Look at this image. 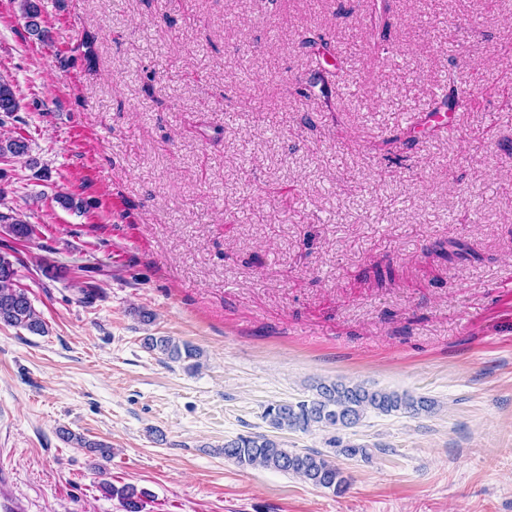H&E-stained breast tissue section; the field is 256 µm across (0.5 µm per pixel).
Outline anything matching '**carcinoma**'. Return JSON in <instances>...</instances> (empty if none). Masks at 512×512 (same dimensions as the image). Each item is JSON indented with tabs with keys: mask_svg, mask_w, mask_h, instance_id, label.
<instances>
[{
	"mask_svg": "<svg viewBox=\"0 0 512 512\" xmlns=\"http://www.w3.org/2000/svg\"><path fill=\"white\" fill-rule=\"evenodd\" d=\"M20 9L28 30L42 41L49 38L48 31L41 26V11L36 0H20ZM372 13L379 35L386 36L391 26L388 5L383 0H374ZM19 109L20 102L12 84L0 79V112L11 115ZM28 149L27 139L21 135L0 139L1 159L23 156ZM0 223L5 224L7 231L18 239H28L33 234L32 225L18 216L1 213ZM16 280L14 262L0 254V324L41 335L45 333V322L32 305L27 291L18 287ZM144 347L174 362L200 357L196 347L180 344L168 336H148L144 339ZM315 390L316 394L309 400L268 405L264 418L275 429L305 432L315 424L352 427L369 410L382 414L403 412L414 415L431 409V401L424 397L416 399L406 393L370 391L361 385L321 382L315 386ZM68 440L98 453L103 459L111 457L112 448L103 443L90 442L73 433L68 435ZM224 457L240 466L273 468L291 473L336 494L346 492L350 485V478L344 475L330 456L320 451L293 452L264 434L239 436L226 441ZM104 489L110 496L118 498L124 512H143L145 493H137L131 485L116 488L107 483Z\"/></svg>",
	"mask_w": 512,
	"mask_h": 512,
	"instance_id": "obj_1",
	"label": "carcinoma"
}]
</instances>
